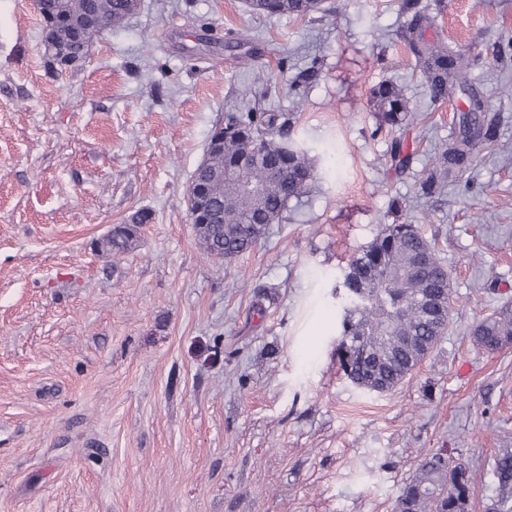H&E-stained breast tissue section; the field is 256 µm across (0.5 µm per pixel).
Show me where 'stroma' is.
I'll list each match as a JSON object with an SVG mask.
<instances>
[{
    "label": "stroma",
    "instance_id": "1",
    "mask_svg": "<svg viewBox=\"0 0 512 512\" xmlns=\"http://www.w3.org/2000/svg\"><path fill=\"white\" fill-rule=\"evenodd\" d=\"M421 2L496 120L432 198L419 184L468 98L432 101L404 0L304 17L141 0L66 69L34 0H0V512H392L440 448L476 466L470 512H487L512 448V346L480 351L470 329L512 304V0ZM386 82L414 123L380 126L370 92ZM248 86L295 114L316 181L217 263L184 197L226 103L252 107ZM141 212L136 249L96 251ZM394 222L434 245L449 324L409 379L369 393L339 368L334 289Z\"/></svg>",
    "mask_w": 512,
    "mask_h": 512
}]
</instances>
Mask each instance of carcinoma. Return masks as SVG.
Segmentation results:
<instances>
[{"mask_svg":"<svg viewBox=\"0 0 512 512\" xmlns=\"http://www.w3.org/2000/svg\"><path fill=\"white\" fill-rule=\"evenodd\" d=\"M254 13L306 16L319 10V0H247ZM55 0H39L45 28L56 36L60 64L83 55L79 27L86 18L96 21L100 34L121 26L134 11L133 0H66L67 17L52 23ZM405 33L414 58V70L427 86L433 101H445L457 84L466 82V63L439 41H426L423 31L432 18L417 0H405ZM370 101L382 125L396 127L408 119V101L401 86L382 83L371 90ZM288 120L281 112L224 113V125L214 128L210 141L220 147L210 154L205 190L201 194L196 238L204 253L229 262L246 253L265 234V221L283 219L289 200L304 193L313 181V165L301 147L289 148ZM493 138L492 125L478 116L463 114L459 135L434 157L421 183L428 195L446 176L460 167L479 143ZM252 185L260 195L251 197ZM149 215L133 217L129 224H115L97 239L95 248L112 256L132 251L139 228ZM340 309V370L356 387L387 393L400 386L437 346L448 328L429 299L439 298L449 287L448 272L433 246L413 224H388L382 233L348 264ZM474 345L494 352L512 345V308L505 305L471 330ZM497 500L491 512H512V451L495 463ZM476 472L448 456L432 452L396 500L393 512H468Z\"/></svg>","mask_w":512,"mask_h":512,"instance_id":"cac0c4a2","label":"carcinoma"}]
</instances>
